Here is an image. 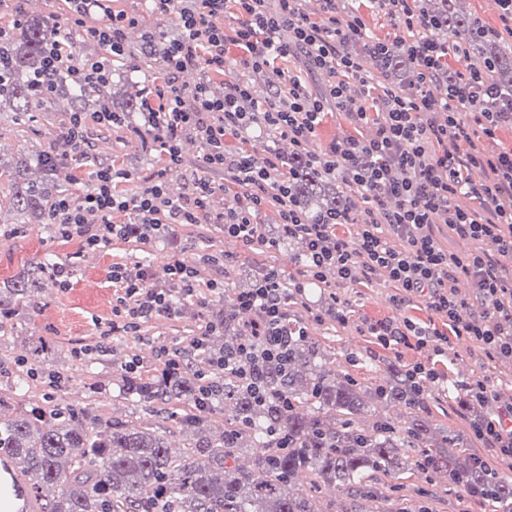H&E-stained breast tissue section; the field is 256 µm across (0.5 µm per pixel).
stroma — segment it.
Masks as SVG:
<instances>
[{"label": "stroma", "mask_w": 512, "mask_h": 512, "mask_svg": "<svg viewBox=\"0 0 512 512\" xmlns=\"http://www.w3.org/2000/svg\"><path fill=\"white\" fill-rule=\"evenodd\" d=\"M345 10L359 14L369 33L382 41H396L404 47L413 41L411 33L398 28L378 0H347ZM291 74L299 76L315 96L324 94L330 81L325 71L310 68L298 54L276 61L274 69L268 70L257 83L256 99H263L282 86ZM66 107V102H57L49 111L36 113L34 122L27 125L13 124L9 115L0 116V164L13 165L55 141L69 118ZM373 130V123L356 124L347 113L332 108L317 132L313 149L322 154L349 137L368 138ZM84 135L85 162L71 184L74 196H82L90 187L99 164L109 163L129 173V180L120 186L129 195L140 192L146 177L159 171L168 197L179 199L188 191L191 173L196 172L225 186L224 191L211 198V213H224L240 205L242 190L231 183L229 175L202 168L203 146L195 134L182 135L181 161L177 164L167 161L151 136L126 126L99 124L91 114L85 118ZM48 252L56 254L59 263L68 267L70 282L65 287L46 282L39 310L15 329L0 332V364L5 367L0 375V395L11 391L24 342L41 338L53 346L57 367L66 383L52 390L40 381H30L26 402L90 408L102 417L136 426L162 424L172 452L184 454L193 444L190 433L165 424L163 408L151 411L127 398L121 389L122 367L134 357L141 364L142 377H152L161 369L157 354L163 348L196 361L189 339L200 323L198 306H184L178 318L160 316L150 320L143 327L142 337H115L109 352L94 351L81 358L74 353L78 343L97 340L103 321L112 316L113 287L109 276L113 264H142L149 268L155 281L164 283L169 279L167 269L172 257H184L198 269L200 281L214 279L223 283L224 292L206 295L207 303L218 309L225 299L250 288L254 277L264 268L296 274L301 268L303 245L291 241L255 251L237 238L225 235L222 226L202 223L178 224L162 236L144 241L133 238L106 249L88 251L78 239L66 240L56 235L54 226L21 223L19 213L9 202L0 203V286L13 281ZM393 293L391 284L379 280L335 283L328 289L308 283L303 290L292 291L289 312L291 317L302 320L308 335L320 343L327 367L349 373L367 389L384 383L383 366L388 362L401 366L421 362L458 384L483 373L487 358L474 342L464 348L449 345L443 355L437 356L424 349H386L366 336L362 331L366 320L401 318L444 328V320L427 308L423 300L398 308L391 300ZM491 389V398L485 405L460 406L456 397L439 386L430 389L425 403V416L433 427L462 436L467 450L488 461L492 460L493 452L476 441L472 426L489 416L492 408L512 404L511 387L495 379ZM373 487L380 512H394L406 499L425 501L429 512H486L488 508L487 502L449 484L446 476L429 477L418 469L404 479L379 478Z\"/></svg>", "instance_id": "35a3bbf8"}]
</instances>
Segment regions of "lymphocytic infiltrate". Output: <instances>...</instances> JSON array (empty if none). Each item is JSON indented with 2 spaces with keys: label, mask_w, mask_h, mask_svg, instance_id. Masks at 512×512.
Masks as SVG:
<instances>
[{
  "label": "lymphocytic infiltrate",
  "mask_w": 512,
  "mask_h": 512,
  "mask_svg": "<svg viewBox=\"0 0 512 512\" xmlns=\"http://www.w3.org/2000/svg\"><path fill=\"white\" fill-rule=\"evenodd\" d=\"M68 21L83 40L98 44L104 60L88 59L72 75L88 84L106 81L108 62L125 53L124 31L137 24V17L109 12L105 0H68ZM392 16L416 38L409 50L420 64L419 96L406 97L391 88L377 95L374 138H350L320 155L311 150L321 116L327 107L366 119L367 110L346 93L348 81L372 86L370 59L351 53L350 44L362 43L364 24L359 17L340 21L338 0H152L154 14L179 8L182 30L171 41L165 56L167 78L156 91V105L146 106V127L165 134L164 150L170 162H180L177 142L187 132L196 133L204 148L207 169L228 173L243 188L238 210L218 215L224 231L256 249L272 247L258 217L266 202L280 209V229L288 237L304 239L307 252L302 274L313 284L355 283L381 279L392 283V300L402 305L423 299L437 316L447 320L458 336L479 343L487 358L512 360V149L488 150L500 126L512 123V95H504L488 77L471 75L449 88L447 97L430 91L443 77L447 47L420 36L425 23L415 0H383ZM234 9L236 21L228 27L217 20ZM288 38H281V31ZM240 49L238 61L249 77L234 82L224 97H212V74L229 65L226 52ZM302 53L311 67L331 77L327 92L312 95L296 78L253 109L255 80L276 59ZM192 71L194 84L181 85L176 75ZM443 110L442 124L428 121L429 113ZM260 125L289 138L299 154L327 169L342 168L347 184L364 192L370 206L355 219L351 237L337 236L340 219L327 215L309 221L296 208L289 192L292 173L278 155L257 158L247 151L227 152L224 139ZM470 149L459 154V142ZM478 168L485 179L480 184L464 178V171ZM129 173L109 165L96 169L93 183L79 203L62 197L54 201L56 224L65 238H79L85 247L106 248L115 241L137 235L138 224H157L169 218L177 224H199L210 218L209 199L220 188L206 178H193L190 193L179 200L167 197L161 175H153L137 194L119 192ZM469 190L478 202L471 211L452 205L453 196ZM136 215L137 224H120V215ZM442 223L461 237L486 240L487 251L461 257L444 250L433 226ZM171 282L153 281L148 268L128 270L113 266L115 293L112 317L105 336H136L143 324L158 316L180 314L186 303L202 304L205 291L217 290V281L200 282L196 267L175 259L169 267ZM471 278L479 298L489 310L468 322H459L462 304L456 291L459 277ZM285 278L276 269L263 270L254 288L240 293L236 301L255 312L243 343L232 355L207 353V340L217 323L200 325L190 345L201 358L200 393H208V375L228 370L252 383L258 360L285 361L288 336L306 335V328H288V305L284 299ZM363 330L386 348L414 347L442 352L447 342L437 328L410 320L367 321ZM475 438L496 454L500 466L512 470V406L496 411L474 424Z\"/></svg>",
  "instance_id": "1"
}]
</instances>
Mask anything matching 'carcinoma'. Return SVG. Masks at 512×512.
Returning a JSON list of instances; mask_svg holds the SVG:
<instances>
[{
  "mask_svg": "<svg viewBox=\"0 0 512 512\" xmlns=\"http://www.w3.org/2000/svg\"><path fill=\"white\" fill-rule=\"evenodd\" d=\"M434 2L424 12L432 20L431 38L452 46L492 47L484 68L500 89L512 88V49L498 45V35L478 18L459 12L456 0ZM3 27L0 103L12 104V121L57 98L67 101L71 113L116 111L112 82L80 86L73 81L71 72L79 66L75 58L54 82L40 78L46 48L71 36L55 14L23 13ZM166 35L160 21L141 30L139 42L122 57L127 84L144 85L154 77L140 59L156 55V45ZM368 42L377 50L375 65L385 74L418 72L417 62L399 45L371 36ZM66 156L54 143L32 155L30 162L0 172L11 182L12 205L20 215L39 224L54 223L47 204L68 194V181L61 177ZM285 160L294 171L291 195L308 219L351 211L340 191L342 174L332 176L295 153ZM30 163L40 177L26 174ZM56 265V255L50 253L9 293L0 292V316L18 321L31 315ZM238 314L239 305L232 302L216 315L215 322L224 325V343H210L213 354L236 350L243 333ZM49 353L48 343L35 341L22 362L53 374ZM322 357L318 341L294 337L286 368L260 364L264 401L226 373L217 380L215 395L204 405L198 403L200 382L192 364L182 372L162 371L146 380L125 374L123 393L136 402L187 406L167 419L196 433V452L189 455H171L157 429L104 419L88 409L27 404L14 416H0V458L27 474L41 512H315L311 495L298 485L302 472L312 475L314 489L330 483L346 497L373 500L376 495L367 484L372 474L396 479L415 468L444 471L448 483L483 490L502 512H512V480L475 467L471 453L453 452L460 439L431 427L422 414L424 395L415 391L405 373L392 371V381L364 390L349 374L323 365ZM388 399L415 411L409 426L399 430L381 416L370 428L357 425V416ZM221 406L232 408V422L220 435L206 433V419ZM248 447L260 449L252 470L227 465V459Z\"/></svg>",
  "mask_w": 512,
  "mask_h": 512,
  "instance_id": "cac0c4a2",
  "label": "carcinoma"
}]
</instances>
